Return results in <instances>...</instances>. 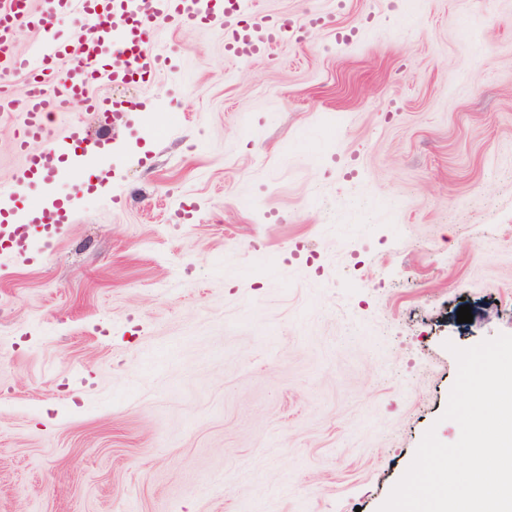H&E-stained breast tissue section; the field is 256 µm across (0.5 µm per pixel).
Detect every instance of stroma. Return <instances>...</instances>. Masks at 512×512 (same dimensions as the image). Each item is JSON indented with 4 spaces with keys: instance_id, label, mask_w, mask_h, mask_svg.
I'll list each match as a JSON object with an SVG mask.
<instances>
[{
    "instance_id": "35a3bbf8",
    "label": "stroma",
    "mask_w": 512,
    "mask_h": 512,
    "mask_svg": "<svg viewBox=\"0 0 512 512\" xmlns=\"http://www.w3.org/2000/svg\"><path fill=\"white\" fill-rule=\"evenodd\" d=\"M253 6L324 23L168 24L119 124L52 119L106 143L32 195L107 188L0 264V512H378L460 436L448 344L512 334V0Z\"/></svg>"
}]
</instances>
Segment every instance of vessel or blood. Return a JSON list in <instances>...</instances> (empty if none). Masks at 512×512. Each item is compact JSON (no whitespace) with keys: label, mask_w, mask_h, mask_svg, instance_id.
<instances>
[{"label":"vessel or blood","mask_w":512,"mask_h":512,"mask_svg":"<svg viewBox=\"0 0 512 512\" xmlns=\"http://www.w3.org/2000/svg\"><path fill=\"white\" fill-rule=\"evenodd\" d=\"M18 2L0 0V75L22 72L30 82L18 142L25 166L21 178L0 183V196L16 195L30 179H50L71 148H100V141L90 139L78 124L52 133L48 117L66 111L75 100L96 114L123 110L124 101L101 100L93 90L102 82L124 87L165 66L166 57L154 47L162 22L176 21L191 27L223 24L224 52L241 62L273 44L299 40L304 28L323 22L315 13L301 24L285 17H261L254 13L252 0H43L37 12L19 7ZM54 15L96 17L97 38L74 45L59 41L47 30L48 19ZM23 27L42 33L28 55L18 54L15 48V34ZM124 52L131 55L128 66L116 68L108 63V54ZM72 205L69 199L59 201L55 212L48 214L38 201H31L30 220L25 224L10 223L0 214V240L8 243L14 257L30 259L33 238L53 242L64 234Z\"/></svg>","instance_id":"b4317fda"}]
</instances>
